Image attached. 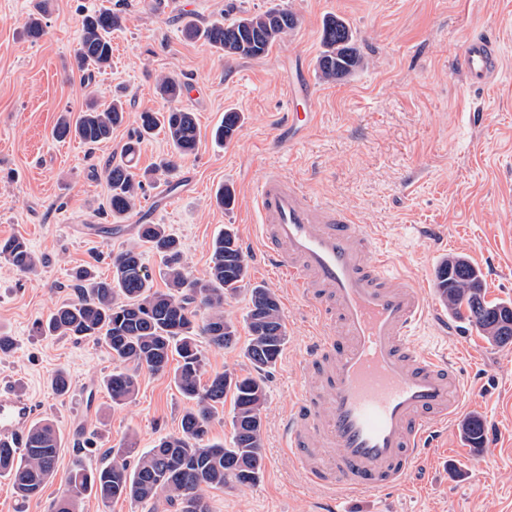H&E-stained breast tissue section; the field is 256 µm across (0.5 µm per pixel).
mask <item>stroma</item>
Here are the masks:
<instances>
[{
  "label": "stroma",
  "instance_id": "1",
  "mask_svg": "<svg viewBox=\"0 0 512 512\" xmlns=\"http://www.w3.org/2000/svg\"><path fill=\"white\" fill-rule=\"evenodd\" d=\"M35 0H0V239L24 237L42 262L32 274L0 260V332L14 347L0 353V386L13 388L53 422L63 438L56 473L39 497L15 498L0 476V512H53L70 470L87 459L103 465L112 449L151 447L177 432L186 400L170 376H139L134 400L113 406L102 379L114 363L93 340L45 337L35 331L58 306L75 299L71 270L92 260L100 275L110 257L138 240L142 224H164L179 237L190 273L202 275L213 238L234 225L249 264L250 284L279 296L288 342L267 376L264 468L255 485L207 490L212 512H321L336 498L346 512H512V346L491 347L476 330L445 333L447 310L431 302L418 331L421 348L449 349L467 389L462 415L485 420V447L448 426L433 463L390 495L348 497L308 483L282 447V423L310 371L316 330L308 306L259 246L253 191L270 169L281 170L314 196L372 225L399 270L423 288L437 263L466 254L482 273L487 299L512 301V0H47L44 35H23ZM108 6L124 21L112 34V65L86 75L73 68L85 12ZM270 7L292 11L297 24L258 59L224 56L182 34L186 19L206 25ZM349 23L363 68L341 81L320 79L325 18ZM475 31L497 37L503 69L488 88L468 86L459 64ZM310 75L314 122L296 143L280 140L290 108L285 91L299 71ZM163 75L196 86L179 104L194 112L198 147L171 172L156 165L170 151L164 136L141 146L138 167L151 179L122 230L107 234L101 214L109 188L105 164L119 158L137 116L164 102ZM122 92L126 119L107 142L88 149L56 140L64 112L79 113ZM244 122L227 143L214 130L227 109ZM236 201L220 207L218 190ZM66 372L71 390L51 381ZM484 459L489 477L472 463Z\"/></svg>",
  "mask_w": 512,
  "mask_h": 512
}]
</instances>
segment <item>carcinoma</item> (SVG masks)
Listing matches in <instances>:
<instances>
[{
	"label": "carcinoma",
	"mask_w": 512,
	"mask_h": 512,
	"mask_svg": "<svg viewBox=\"0 0 512 512\" xmlns=\"http://www.w3.org/2000/svg\"><path fill=\"white\" fill-rule=\"evenodd\" d=\"M46 3L24 24L30 39L43 36L41 16ZM121 15L109 7L85 14L81 20L78 47L74 53L79 70H102L112 64V31L121 27ZM296 25L295 15L286 9H269L244 14L228 22L200 26L189 19L184 23L185 38L202 39L228 57L260 58L274 43ZM324 51L317 61L320 77L340 80L363 66L349 24L336 16L323 23ZM184 82L176 76L158 79L156 89L167 103L157 111L139 113L137 127L125 143L120 160L108 163L103 171L111 193L107 209L113 223L119 224L136 207L145 193V182L131 170L126 160L138 155L140 145L156 134H163L171 152L158 169L171 171L177 163L195 154L198 144L195 114L176 105L183 95ZM125 102L115 97L105 108L89 102L72 121L62 116L54 128L55 137H76L85 145H96L112 137V130L125 121ZM243 121L241 113L228 109L214 137L231 141ZM139 242L112 255V276L102 278L88 265L72 269L76 300L58 306L38 331L44 336L92 338L103 344L116 363L103 381L112 403L125 405L138 391L139 373H160L170 358L178 357L173 382L189 401L178 432L159 437L154 445L127 462L129 448L112 450V462L90 467L77 464L69 473L68 488L56 504L55 512H81L83 499L92 495L103 501L129 498L150 506L171 507L176 512H210L208 488L251 486L259 481L264 459L263 417L267 403L265 373L278 361L286 343L287 331L280 299L264 285L249 289L246 327L248 343L242 348L250 371L246 374L224 371L207 374L198 337H205L218 348L235 350L238 329L224 312L229 296L247 284L248 262L235 227L212 241V260L206 272L195 277L182 262V244L164 224H141ZM148 244L164 263L166 290L153 288L145 272L141 244ZM0 258L14 270L29 274L41 259L19 237L0 241ZM435 296L448 314L480 333L496 347L512 345V335L495 333L498 312L507 301L486 300L480 269L464 255L443 258L434 270ZM207 380H202V377ZM232 397L231 446L210 441L208 426L218 406ZM464 440L473 448L486 442L483 421L478 417L461 424ZM63 439L54 424L44 420L33 424L26 438V452L15 456L0 446V472L10 477L15 494L23 501L39 496L57 467Z\"/></svg>",
	"instance_id": "obj_1"
}]
</instances>
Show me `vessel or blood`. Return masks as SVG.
Wrapping results in <instances>:
<instances>
[{
	"mask_svg": "<svg viewBox=\"0 0 512 512\" xmlns=\"http://www.w3.org/2000/svg\"><path fill=\"white\" fill-rule=\"evenodd\" d=\"M502 59L489 37H469L461 65L469 85L495 82ZM261 248L317 318L313 372L283 428L284 448L308 483L379 495L401 484L434 430L463 405L448 351H428L417 331L430 311L426 290L398 276L371 225L308 196L280 171L254 193ZM33 408L0 393V444L21 448Z\"/></svg>",
	"mask_w": 512,
	"mask_h": 512,
	"instance_id": "vessel-or-blood-1",
	"label": "vessel or blood"
}]
</instances>
